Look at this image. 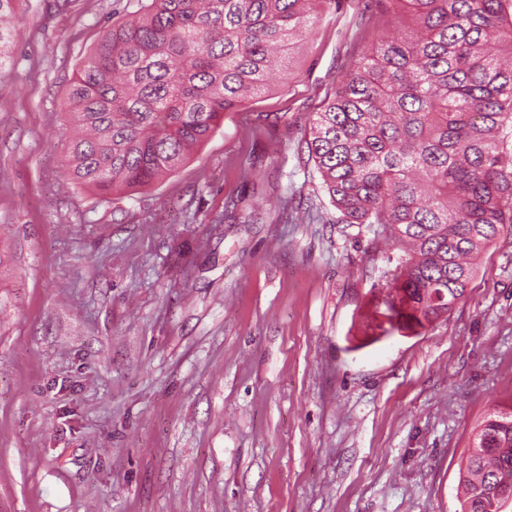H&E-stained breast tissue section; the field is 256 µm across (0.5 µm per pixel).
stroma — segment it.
Masks as SVG:
<instances>
[{
	"mask_svg": "<svg viewBox=\"0 0 512 512\" xmlns=\"http://www.w3.org/2000/svg\"><path fill=\"white\" fill-rule=\"evenodd\" d=\"M133 0H24L0 78V512H460L512 408V228L447 316L392 327L401 245L301 146L381 0H328L271 89L172 174L102 196L65 92ZM288 198V208L277 205Z\"/></svg>",
	"mask_w": 512,
	"mask_h": 512,
	"instance_id": "35a3bbf8",
	"label": "stroma"
}]
</instances>
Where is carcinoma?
<instances>
[{
	"label": "carcinoma",
	"mask_w": 512,
	"mask_h": 512,
	"mask_svg": "<svg viewBox=\"0 0 512 512\" xmlns=\"http://www.w3.org/2000/svg\"><path fill=\"white\" fill-rule=\"evenodd\" d=\"M76 71L66 116L74 182L108 196L171 173L224 112L318 21L325 0H140ZM396 31L373 42L311 113L304 144L338 224L409 244L387 307L424 327L466 297L474 260L512 224V0H385ZM22 0H0V77ZM461 512L512 496V411L484 420L461 476Z\"/></svg>",
	"instance_id": "cac0c4a2"
}]
</instances>
